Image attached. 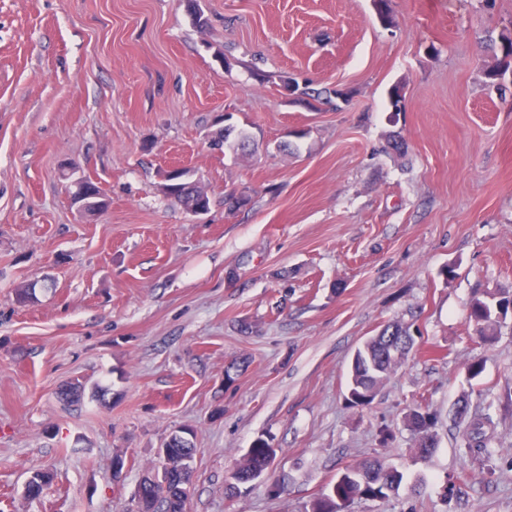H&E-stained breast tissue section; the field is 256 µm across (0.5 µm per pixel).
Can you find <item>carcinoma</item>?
<instances>
[{"mask_svg":"<svg viewBox=\"0 0 512 512\" xmlns=\"http://www.w3.org/2000/svg\"><path fill=\"white\" fill-rule=\"evenodd\" d=\"M281 88L297 93L306 99L314 110L322 105H332L340 100L348 101V93L342 89H312L300 86L290 74L279 76ZM246 190L232 192L224 197L229 210H239L250 203ZM512 313V290L500 289L494 293L476 291L469 307L468 318L474 324L479 339L492 345L500 335L501 322L496 316ZM414 346L410 326L399 321L386 324L376 335L359 347L352 359L348 389L352 390L349 405L366 408L375 400L378 392L389 377L402 364ZM85 386L70 384L60 392V399L69 405H78L84 398ZM451 419L463 427L461 441L469 452L485 457L490 456L491 438L485 428L493 424L488 410L472 406L465 399L457 403ZM434 417L421 407L413 408L406 415L407 427L418 435L417 448L422 454H429L436 447L432 432ZM169 450L170 470L167 484H149L141 481L138 493L145 501L144 512H187L189 495L184 488L191 483L194 467L195 448L184 440L182 433L175 432L166 438ZM275 455L270 448L259 445L250 450L245 461L235 470L234 482L226 486V491L235 493L238 485L262 477L273 463ZM403 473L386 465L381 459L366 462L358 467H347L339 473V478L330 491L321 495L310 505V512H342L356 499H385L388 493L401 486Z\"/></svg>","mask_w":512,"mask_h":512,"instance_id":"obj_1","label":"carcinoma"}]
</instances>
